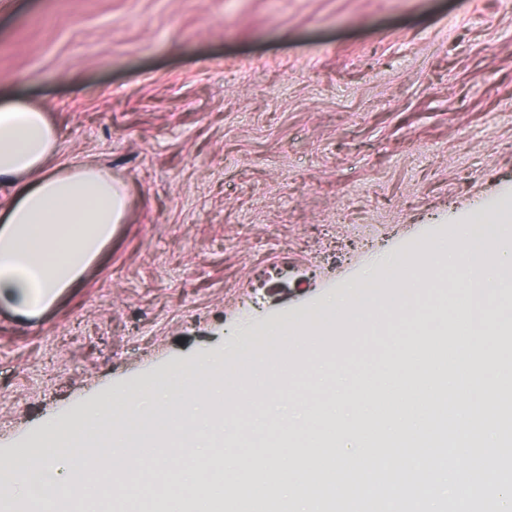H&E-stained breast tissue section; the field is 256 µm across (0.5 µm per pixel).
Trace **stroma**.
<instances>
[{
    "mask_svg": "<svg viewBox=\"0 0 512 512\" xmlns=\"http://www.w3.org/2000/svg\"><path fill=\"white\" fill-rule=\"evenodd\" d=\"M43 105L57 160L128 185L112 242L35 322L0 310V462L45 424L146 391L223 354L243 389L389 388L362 329L297 328L351 285L399 289L389 262L454 245L474 218L512 222V0H12L0 13V101ZM290 329L287 374L262 358ZM459 335L428 350L409 441L460 439Z\"/></svg>",
    "mask_w": 512,
    "mask_h": 512,
    "instance_id": "1",
    "label": "stroma"
}]
</instances>
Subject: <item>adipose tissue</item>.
Segmentation results:
<instances>
[{
	"mask_svg": "<svg viewBox=\"0 0 512 512\" xmlns=\"http://www.w3.org/2000/svg\"><path fill=\"white\" fill-rule=\"evenodd\" d=\"M57 153V131L43 106L25 98L0 103V184L12 189L10 205L0 212V308L25 319L44 313L49 296L80 283L125 216V185L110 168L58 165ZM492 241L507 259L490 277L484 266ZM456 247L468 258L469 314L476 323L466 340L465 357L482 361V375L494 378L500 373L494 351L512 349V327L498 325L488 300L500 298V311L512 309V226L463 225ZM423 300V293L414 289L387 298L390 310L414 319L406 341L418 351L431 342L428 324L417 319ZM375 304L366 286H357L309 323L317 334L327 336L342 311L353 309L358 325Z\"/></svg>",
	"mask_w": 512,
	"mask_h": 512,
	"instance_id": "ef3b65f1",
	"label": "adipose tissue"
}]
</instances>
